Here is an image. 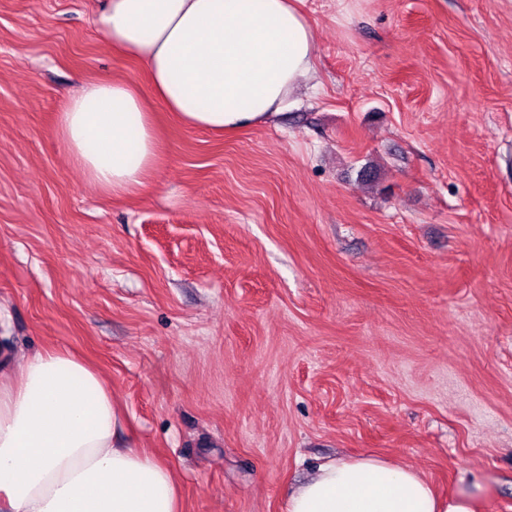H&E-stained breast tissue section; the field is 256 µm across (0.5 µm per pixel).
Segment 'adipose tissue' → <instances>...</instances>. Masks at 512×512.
<instances>
[{"mask_svg": "<svg viewBox=\"0 0 512 512\" xmlns=\"http://www.w3.org/2000/svg\"><path fill=\"white\" fill-rule=\"evenodd\" d=\"M95 25L146 84L84 80L56 131L70 164L116 197L151 184L159 138L151 102L191 129L233 132L283 110L313 77L317 33L292 0H104ZM101 374L44 348L0 363V512H180L171 468L119 436ZM415 469L373 456L318 465L283 512H476Z\"/></svg>", "mask_w": 512, "mask_h": 512, "instance_id": "adipose-tissue-1", "label": "adipose tissue"}]
</instances>
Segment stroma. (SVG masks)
I'll return each instance as SVG.
<instances>
[{"instance_id": "obj_1", "label": "stroma", "mask_w": 512, "mask_h": 512, "mask_svg": "<svg viewBox=\"0 0 512 512\" xmlns=\"http://www.w3.org/2000/svg\"><path fill=\"white\" fill-rule=\"evenodd\" d=\"M100 0H0V345L82 353L182 512H282L336 457L512 512V0H299L316 75L215 135L156 107L152 189L55 133L145 81Z\"/></svg>"}]
</instances>
